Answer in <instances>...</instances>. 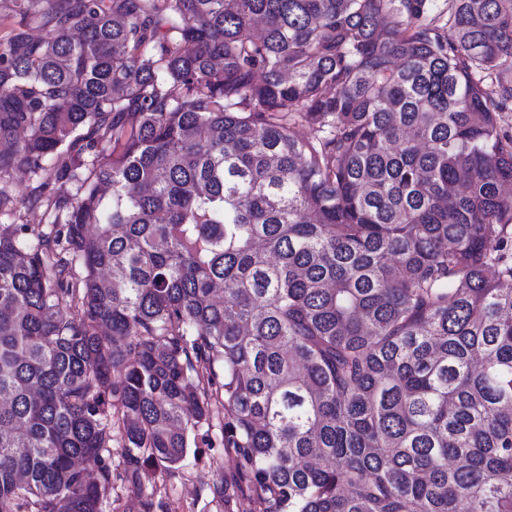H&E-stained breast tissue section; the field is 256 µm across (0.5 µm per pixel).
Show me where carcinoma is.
Segmentation results:
<instances>
[{"label": "carcinoma", "instance_id": "1", "mask_svg": "<svg viewBox=\"0 0 512 512\" xmlns=\"http://www.w3.org/2000/svg\"><path fill=\"white\" fill-rule=\"evenodd\" d=\"M13 12L0 512H101L114 441L153 512L215 402L260 512H512V0ZM32 185L29 175L21 171L15 172L10 178H7L6 183L0 185L4 186L5 190L13 197L16 206L14 217L0 219L2 227L12 224L14 219L17 224H29L37 230H45L49 227V219L44 214V208H33L27 204L26 196Z\"/></svg>", "mask_w": 512, "mask_h": 512}]
</instances>
